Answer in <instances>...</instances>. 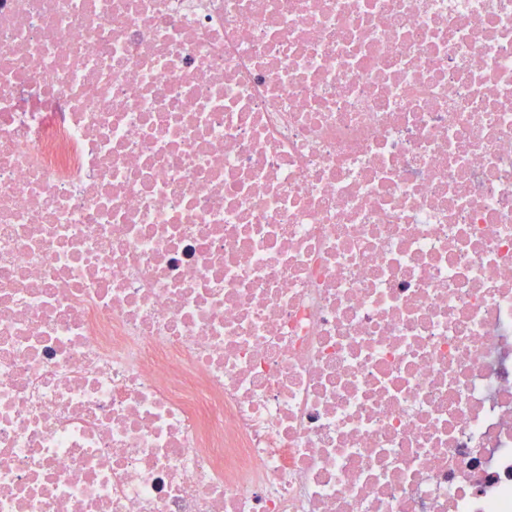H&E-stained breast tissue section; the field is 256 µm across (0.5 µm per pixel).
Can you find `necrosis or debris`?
<instances>
[{"mask_svg": "<svg viewBox=\"0 0 512 512\" xmlns=\"http://www.w3.org/2000/svg\"><path fill=\"white\" fill-rule=\"evenodd\" d=\"M0 512H512V0H0Z\"/></svg>", "mask_w": 512, "mask_h": 512, "instance_id": "1", "label": "necrosis or debris"}]
</instances>
